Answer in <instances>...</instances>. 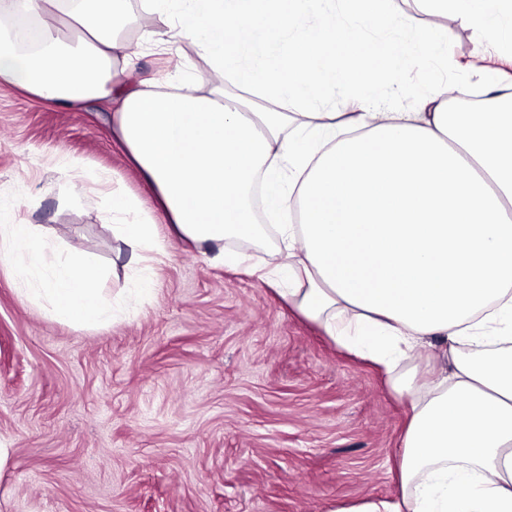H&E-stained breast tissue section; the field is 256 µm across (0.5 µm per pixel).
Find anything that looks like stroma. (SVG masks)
Masks as SVG:
<instances>
[{"mask_svg":"<svg viewBox=\"0 0 512 512\" xmlns=\"http://www.w3.org/2000/svg\"><path fill=\"white\" fill-rule=\"evenodd\" d=\"M447 80L512 66L454 23ZM134 80L224 85L185 43L142 46ZM114 103L74 110L0 85V224L41 227L46 263L93 254L106 327L59 322L0 266V512H326L391 499L408 410L385 374L288 307L272 284L214 263L167 224L112 132ZM110 173L111 186L97 185ZM156 223L152 292L112 235L111 188Z\"/></svg>","mask_w":512,"mask_h":512,"instance_id":"stroma-1","label":"stroma"}]
</instances>
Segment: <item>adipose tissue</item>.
Instances as JSON below:
<instances>
[{
    "instance_id": "ef3b65f1",
    "label": "adipose tissue",
    "mask_w": 512,
    "mask_h": 512,
    "mask_svg": "<svg viewBox=\"0 0 512 512\" xmlns=\"http://www.w3.org/2000/svg\"><path fill=\"white\" fill-rule=\"evenodd\" d=\"M126 2L22 0L41 22L42 49L0 48V82L71 109L115 99L112 128L166 221L214 261L248 268L224 243L265 235L251 200L263 180L279 238L260 278L288 279V305L383 370L409 410L397 500L328 512H512V95L493 70L481 75L477 112L450 111L443 83L412 112L387 111L374 94L404 69L435 64L451 21L512 58V0H428L444 23L426 31L393 0H340L346 23L333 0H143L165 23L143 38L204 47L226 81L276 112L247 111L217 88L130 83ZM65 16L83 29L66 45L53 36ZM361 19L382 39L366 40ZM247 53L263 66L243 65ZM336 90L356 110L343 139L335 113L312 109ZM111 196L113 235L148 266L164 252L152 220ZM39 235L36 224H1L0 265L58 321L109 323L95 256L45 266ZM428 348L438 369L400 373Z\"/></svg>"
}]
</instances>
